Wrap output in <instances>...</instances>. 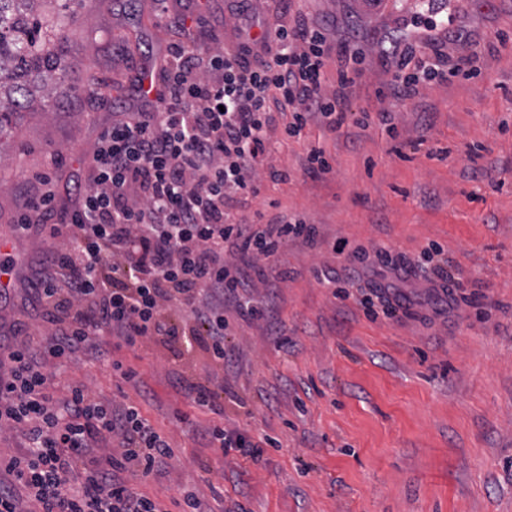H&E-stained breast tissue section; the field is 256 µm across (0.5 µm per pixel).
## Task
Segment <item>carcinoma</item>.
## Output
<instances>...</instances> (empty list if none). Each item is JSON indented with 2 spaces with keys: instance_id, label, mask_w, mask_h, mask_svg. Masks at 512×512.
Here are the masks:
<instances>
[{
  "instance_id": "1",
  "label": "carcinoma",
  "mask_w": 512,
  "mask_h": 512,
  "mask_svg": "<svg viewBox=\"0 0 512 512\" xmlns=\"http://www.w3.org/2000/svg\"><path fill=\"white\" fill-rule=\"evenodd\" d=\"M36 0H0V137L12 130L33 96L44 103L74 90L66 84L71 62L63 43L72 18L62 13L40 26Z\"/></svg>"
}]
</instances>
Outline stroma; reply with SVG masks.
I'll return each instance as SVG.
<instances>
[{
	"mask_svg": "<svg viewBox=\"0 0 512 512\" xmlns=\"http://www.w3.org/2000/svg\"><path fill=\"white\" fill-rule=\"evenodd\" d=\"M43 14L71 9L65 52L75 90L49 111L26 112L0 137V251L13 255L0 332L25 323L40 346L50 335L31 290L54 240L49 227L17 222L51 172L56 203L78 204L74 184L113 113L142 105L140 78L163 62L180 36L168 24L200 11L198 38L232 46L274 26L278 0H258L241 24L227 0H41ZM447 27L425 32L429 11ZM291 11L323 24L337 51L357 54L359 74L343 89L351 117L336 131L311 122L277 141L257 196L233 203L235 217L297 214L317 241H287L252 297L263 311L232 330L229 358L211 365L200 347L182 357L142 341L100 342L111 356L95 364L74 354L47 360L49 390L64 403L72 387L115 406H136L175 450L148 478L132 480L165 512H183L182 490L208 512H512V0H293ZM464 32L467 46L448 41ZM476 58V75L420 84L407 100L387 95L408 48ZM391 112L387 135L374 116ZM372 114L369 125L354 121ZM322 148L333 170L304 164ZM62 165L47 170L50 154ZM288 171L271 179L269 168ZM345 242L335 253V242ZM410 264L395 280L390 309L353 277L350 255L377 248ZM455 277L454 306L430 296L435 268ZM335 288L322 285L324 275ZM208 384L221 413L195 407L185 381ZM267 436L259 462L223 454L213 427Z\"/></svg>",
	"mask_w": 512,
	"mask_h": 512,
	"instance_id": "stroma-1",
	"label": "stroma"
}]
</instances>
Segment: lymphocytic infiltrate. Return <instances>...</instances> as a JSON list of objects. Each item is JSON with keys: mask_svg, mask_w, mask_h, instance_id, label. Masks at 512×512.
Instances as JSON below:
<instances>
[{"mask_svg": "<svg viewBox=\"0 0 512 512\" xmlns=\"http://www.w3.org/2000/svg\"><path fill=\"white\" fill-rule=\"evenodd\" d=\"M335 50L325 28L302 17L280 20L260 38L234 49L200 54L187 40L171 43L154 101L124 113L100 136L89 164L92 183L79 205L58 213L53 181L43 177L18 225H49L51 248L33 291L53 343L41 350L20 340L0 376V427L28 439L18 455L0 459V512H164L137 493L131 479L151 474L174 450L133 406L112 407L83 388L55 406L50 376L37 357L64 360L84 350L107 356L98 339L126 345L149 339L172 350L194 342L211 361L228 355L225 303L239 316H260L247 293L240 259L277 254L291 238L315 242V225L275 216L262 227L233 221L229 202L257 196L273 133L301 135L310 117L340 128L348 114L341 88L353 78L338 71L339 92L325 94L324 67ZM390 88L408 99L419 83L436 79V57L407 51ZM291 120L278 124L277 119ZM116 439L118 452L96 455L95 443Z\"/></svg>", "mask_w": 512, "mask_h": 512, "instance_id": "lymphocytic-infiltrate-1", "label": "lymphocytic infiltrate"}]
</instances>
